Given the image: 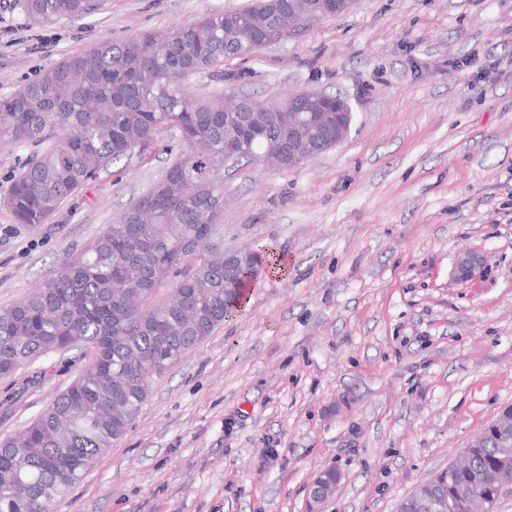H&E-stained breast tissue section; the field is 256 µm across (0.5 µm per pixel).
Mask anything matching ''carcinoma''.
I'll use <instances>...</instances> for the list:
<instances>
[{"mask_svg":"<svg viewBox=\"0 0 512 512\" xmlns=\"http://www.w3.org/2000/svg\"><path fill=\"white\" fill-rule=\"evenodd\" d=\"M31 26L93 9V0H12ZM269 0L203 14L192 25L121 40L105 38L66 55L0 95V142L47 144L16 179L7 204L19 224H43L112 161L179 133L183 149L91 245L21 301L0 307V378L52 353L83 349V372L19 434L0 440V512H57L83 475L128 430L151 382L238 311L262 265L255 250L224 265L212 241L224 214V144L234 161L288 168V135L267 121L288 98L197 95L183 78L209 73L233 83L224 62L256 56L287 39ZM170 286L158 296L159 287ZM512 406L451 465L448 495L470 512L501 502L512 481Z\"/></svg>","mask_w":512,"mask_h":512,"instance_id":"carcinoma-1","label":"carcinoma"}]
</instances>
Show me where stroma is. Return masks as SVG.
I'll list each match as a JSON object with an SVG mask.
<instances>
[{
    "label": "stroma",
    "mask_w": 512,
    "mask_h": 512,
    "mask_svg": "<svg viewBox=\"0 0 512 512\" xmlns=\"http://www.w3.org/2000/svg\"><path fill=\"white\" fill-rule=\"evenodd\" d=\"M250 0H96L38 26L0 0V93L105 37L185 27ZM480 65H473L472 55ZM266 100L346 98V139L288 170L224 171L214 242L281 257L244 306L163 376L57 512H396L512 404V0H359L257 57L227 62ZM175 131L109 164L44 224L16 223L37 154L0 144V306L20 301L161 174ZM474 252L475 275H455ZM89 352L0 380V440L76 378Z\"/></svg>",
    "instance_id": "obj_1"
}]
</instances>
